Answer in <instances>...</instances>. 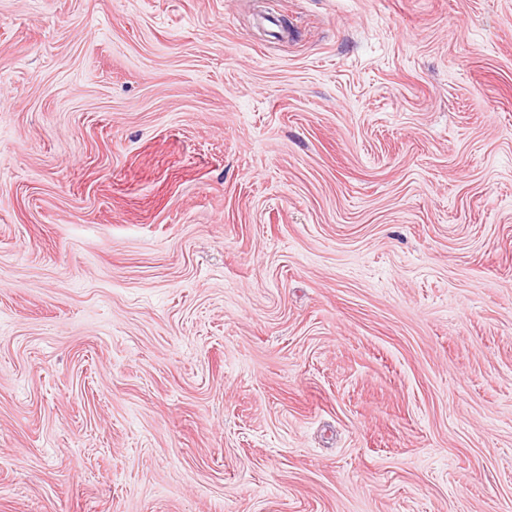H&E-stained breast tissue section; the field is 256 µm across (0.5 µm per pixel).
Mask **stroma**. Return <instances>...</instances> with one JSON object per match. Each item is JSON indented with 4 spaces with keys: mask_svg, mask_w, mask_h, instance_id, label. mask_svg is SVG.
<instances>
[{
    "mask_svg": "<svg viewBox=\"0 0 512 512\" xmlns=\"http://www.w3.org/2000/svg\"><path fill=\"white\" fill-rule=\"evenodd\" d=\"M0 512H512V0H0Z\"/></svg>",
    "mask_w": 512,
    "mask_h": 512,
    "instance_id": "1",
    "label": "stroma"
}]
</instances>
